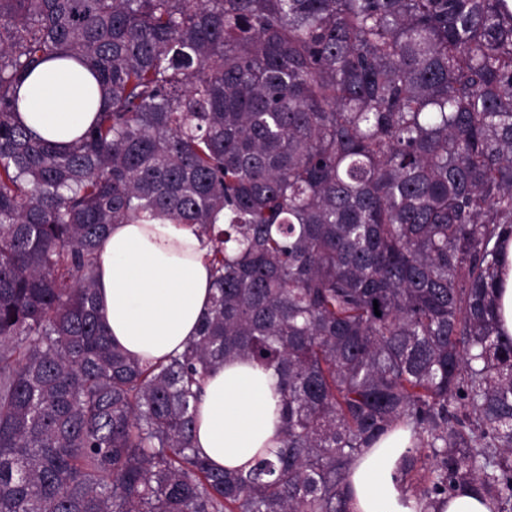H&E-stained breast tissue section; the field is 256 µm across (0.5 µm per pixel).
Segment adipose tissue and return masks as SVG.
Segmentation results:
<instances>
[{
    "label": "adipose tissue",
    "instance_id": "adipose-tissue-1",
    "mask_svg": "<svg viewBox=\"0 0 512 512\" xmlns=\"http://www.w3.org/2000/svg\"><path fill=\"white\" fill-rule=\"evenodd\" d=\"M96 87L85 68L44 63L19 90V119L34 134L70 146L94 120L87 94ZM208 252L185 224L112 225L98 245L96 275L98 311L112 342L148 362L180 354L211 305ZM280 436L271 372L231 361L207 375L194 446L213 468L246 467ZM409 446V430L398 428L356 460L348 476L351 512H418L398 480Z\"/></svg>",
    "mask_w": 512,
    "mask_h": 512
}]
</instances>
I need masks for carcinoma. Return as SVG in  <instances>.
Returning <instances> with one entry per match:
<instances>
[{
	"label": "carcinoma",
	"instance_id": "obj_1",
	"mask_svg": "<svg viewBox=\"0 0 512 512\" xmlns=\"http://www.w3.org/2000/svg\"><path fill=\"white\" fill-rule=\"evenodd\" d=\"M50 59L101 95L67 148L17 122ZM151 221L195 228L214 286L155 364L95 288L107 228ZM506 233L509 0H0V512H350L399 425L421 512H512ZM235 359L278 378L281 445L245 473L193 445ZM505 267L498 294L499 326L502 332L512 336V240L505 247ZM492 506L485 500L474 495L469 490L462 491L461 494L454 496L449 500L444 509L445 512H492Z\"/></svg>",
	"mask_w": 512,
	"mask_h": 512
}]
</instances>
